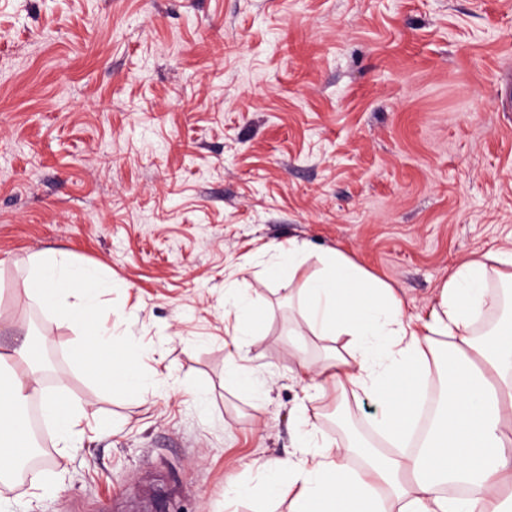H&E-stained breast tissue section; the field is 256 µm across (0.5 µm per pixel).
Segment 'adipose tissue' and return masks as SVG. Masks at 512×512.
<instances>
[{"label":"adipose tissue","mask_w":512,"mask_h":512,"mask_svg":"<svg viewBox=\"0 0 512 512\" xmlns=\"http://www.w3.org/2000/svg\"><path fill=\"white\" fill-rule=\"evenodd\" d=\"M270 252L273 270L301 282V327L344 345L318 365L298 359L306 402L296 418L297 449L247 464L249 480L225 490V512H237L272 475L287 492L291 512H512V321L489 340L475 337L477 324L497 305L491 283H512V246L459 263L424 316L410 313L404 293L341 249H321L312 269L298 241ZM26 269L28 295L45 299L53 321L77 327L82 369L122 379L136 347L108 326L111 309L92 298L110 280L78 270L60 249L30 255ZM252 306L238 283L225 284L224 315L234 320L227 363L234 373L242 372V344L256 331ZM31 354L28 343L0 353V367L25 366L0 382V478L24 453L29 427L21 410L34 395H41L43 416L62 447H76L91 424L86 409H65L63 392L40 394ZM363 395L376 401L375 425L398 452L365 458L356 469L350 460L362 455L361 444L329 441L309 404L321 396Z\"/></svg>","instance_id":"obj_1"}]
</instances>
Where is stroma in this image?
Masks as SVG:
<instances>
[{
    "instance_id": "35a3bbf8",
    "label": "stroma",
    "mask_w": 512,
    "mask_h": 512,
    "mask_svg": "<svg viewBox=\"0 0 512 512\" xmlns=\"http://www.w3.org/2000/svg\"><path fill=\"white\" fill-rule=\"evenodd\" d=\"M512 237V0H0V353L39 333L41 385L101 429L60 448L16 512H224L244 462L284 457L304 398L298 318L267 246L340 247L428 308L459 261ZM69 251L112 280L156 397L87 376L76 328L22 287ZM260 328L228 372L224 282ZM322 430L372 434L368 397L323 401Z\"/></svg>"
}]
</instances>
